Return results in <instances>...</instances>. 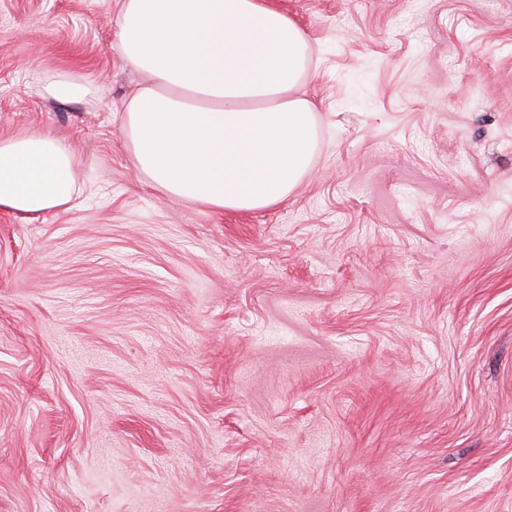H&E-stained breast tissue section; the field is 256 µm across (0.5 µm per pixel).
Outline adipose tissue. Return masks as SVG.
Masks as SVG:
<instances>
[{
    "label": "adipose tissue",
    "instance_id": "1",
    "mask_svg": "<svg viewBox=\"0 0 512 512\" xmlns=\"http://www.w3.org/2000/svg\"><path fill=\"white\" fill-rule=\"evenodd\" d=\"M119 43L144 72L125 108L143 180L216 210L283 203L306 176L314 106L296 96L308 38L267 0H123ZM74 152L39 133L0 139V207L32 217L82 193Z\"/></svg>",
    "mask_w": 512,
    "mask_h": 512
}]
</instances>
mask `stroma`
<instances>
[{"instance_id": "1", "label": "stroma", "mask_w": 512, "mask_h": 512, "mask_svg": "<svg viewBox=\"0 0 512 512\" xmlns=\"http://www.w3.org/2000/svg\"><path fill=\"white\" fill-rule=\"evenodd\" d=\"M269 2L310 172L216 211L134 168L122 0H0V139L83 189L0 209V512H512V0ZM45 88L54 98L61 101L82 99L90 92L86 85L62 76L49 79Z\"/></svg>"}]
</instances>
